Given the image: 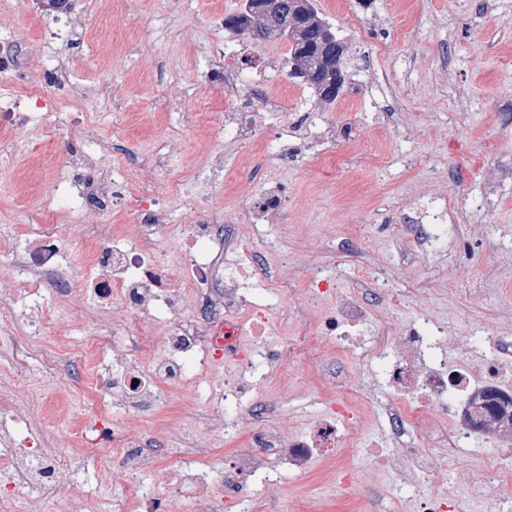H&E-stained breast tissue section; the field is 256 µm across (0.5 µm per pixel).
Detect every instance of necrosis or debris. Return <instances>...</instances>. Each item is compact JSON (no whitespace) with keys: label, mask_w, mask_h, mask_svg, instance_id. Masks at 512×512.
Wrapping results in <instances>:
<instances>
[{"label":"necrosis or debris","mask_w":512,"mask_h":512,"mask_svg":"<svg viewBox=\"0 0 512 512\" xmlns=\"http://www.w3.org/2000/svg\"><path fill=\"white\" fill-rule=\"evenodd\" d=\"M70 4L71 0H31L30 13L41 38L22 51L7 21L8 14L18 9L17 0H0V72L11 73L18 84L33 90L23 99L0 98L1 134L26 137L32 124L45 119L54 130L73 132L79 118L68 110V103L76 99L93 104L102 95V88L74 82L64 61L42 60L46 45H66L73 40ZM256 127L255 113H227L224 124L212 132L211 144L203 149L213 175L223 176L224 153L212 143L227 134L246 149H259L264 158L283 156L281 139L255 145ZM98 154L91 141L81 140L66 168L49 179L44 193L46 205L65 208L71 223L78 225L82 265L73 263L70 242L58 225L39 220L26 225L0 246L11 259L13 282L23 290L18 312H0V327H8L15 316H22L26 347L38 346L59 322L56 310L41 305L44 289H56L68 298L78 281L84 283V295L94 299L102 315L111 316L113 305H120L125 313L123 326L139 323L146 316L165 324L163 350L151 365L139 371L114 370L108 380L97 375L89 380L95 391L120 390L124 404L151 405L161 397L163 388L191 380L192 367L207 368L211 351L232 330L249 325L252 339L236 377L225 381L219 396L207 407L209 415L233 424L240 412L257 406L249 395L257 368L268 360L288 368L294 354L310 343L305 337L281 350H271L266 342L273 326L271 314L244 298L249 277L264 270L257 256L254 227L260 215L283 211L288 192L278 185L268 188L255 206L238 211L229 224L223 212L207 207L197 222L172 224L165 200L156 196L148 179L150 173L167 166L166 156L145 157L140 168L146 177L133 186L101 166ZM126 200L132 204V228L104 223V215ZM448 210L445 196L434 195L414 202L401 221L432 230L436 249L443 251L448 246ZM166 238L177 240L181 246L177 262H170L160 250ZM229 253L236 257L231 266L224 261ZM365 313L359 299L342 300L321 317L316 330L344 345L350 328L362 321ZM444 333V328L436 325L413 334L404 350L395 359H388L391 430L397 434L420 430V418L432 405L440 418L450 423L448 448L457 447L462 436L491 418L500 433H512V410L495 412L484 401L490 387L503 397L512 396V377L505 375L499 357L487 359L476 372L448 366L444 361L436 366L425 364V356L435 354ZM353 417L352 401L345 395L315 421L306 437L288 444L279 443L263 425L252 426L245 447L237 450L221 476L219 502L234 507L235 512H256L257 486L285 480L291 472H304L313 457L343 446ZM93 442L110 445L113 466L122 468L129 477L125 495L115 502L113 512H167L163 493L146 482L157 459L156 449L147 440H134L101 426ZM272 456L279 460V468H265V461Z\"/></svg>","instance_id":"necrosis-or-debris-1"}]
</instances>
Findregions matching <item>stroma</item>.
Instances as JSON below:
<instances>
[{
	"mask_svg": "<svg viewBox=\"0 0 512 512\" xmlns=\"http://www.w3.org/2000/svg\"><path fill=\"white\" fill-rule=\"evenodd\" d=\"M322 18L350 48L347 88L332 108L313 90L288 76L286 40L236 35L218 25L219 16L237 12L241 0H112L111 15L98 12L96 0H77L76 19L88 32L70 51L74 80L108 89L84 114L82 136L95 140L113 173L137 182L136 156L169 155V167L152 175L157 193L169 201L172 223L191 220L188 199L229 209L247 204L271 184L288 188L290 204L279 221L257 226L264 263L276 285L275 296L251 289L258 301H274L273 319L286 342L316 323L320 311L310 305L309 273L329 280L336 299L358 297L369 317L352 327V351L342 357L332 340L295 358L288 371L267 363L253 387L264 407L262 422L281 441L305 434L326 407L324 392L350 389L362 396L356 426L336 457L315 461L310 472L262 486L261 495L276 512H398L408 504L421 512L424 500L442 496L468 499L472 512H512V498L477 499V485L504 437L495 431L464 439L451 467L425 480L408 477L396 485L395 468L380 469L381 452L397 459L403 446L442 447L444 422L429 410L420 435L393 437L388 424L382 365L370 353L377 344L397 350L422 325L448 326L440 348L449 364L478 369L486 354L498 353L512 370V0H316ZM112 32L104 50L99 32ZM232 45L236 90L223 88L215 68L218 50ZM274 86L280 107L266 114L257 130L263 140L282 138L288 152L281 160L244 156L238 141L224 137L225 167L247 183V191L214 179L200 153L197 133L184 121L201 112L210 125L225 113L248 109L254 82ZM305 112L323 115L325 128L347 131L350 141L377 144L381 159L326 163L330 140L315 130L293 131ZM69 139L50 129L34 130L28 140L0 139V238L29 224L39 208L49 176L67 157ZM45 152L39 164L28 159L30 146ZM447 195L459 207L448 227V250L455 256L442 274H434L408 247L409 225H396V211L410 199ZM403 298L388 305V295ZM92 301L71 308L70 324L45 337L38 351L17 366L23 328L0 329V389L7 392L26 424L0 415V449L38 437L46 453L66 449L64 478L33 490L6 512H110L126 485L122 470L87 463L83 428L111 408L87 385L79 350L95 318ZM160 329L141 336L126 332L100 337L105 359L102 376L116 362L138 368L160 348ZM57 362L46 367L42 352ZM235 364H213L196 384L165 390L150 408L131 407L122 428L146 437L160 451L150 481L164 486L176 464L211 473L190 491L165 488L170 512H189L195 500L217 492L216 475L232 463L254 425L250 413L234 429L212 424L206 401L218 394Z\"/></svg>",
	"mask_w": 512,
	"mask_h": 512,
	"instance_id": "1",
	"label": "stroma"
}]
</instances>
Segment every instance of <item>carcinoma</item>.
I'll return each instance as SVG.
<instances>
[{"label": "carcinoma", "mask_w": 512, "mask_h": 512, "mask_svg": "<svg viewBox=\"0 0 512 512\" xmlns=\"http://www.w3.org/2000/svg\"><path fill=\"white\" fill-rule=\"evenodd\" d=\"M266 3L264 17L256 24L263 28L264 38H282L280 23L284 9L294 11L295 24L291 26V44L288 67L292 71L288 75L303 82L313 89L320 102L330 108L343 93L339 88L332 98L323 95L325 85L329 83L333 73L330 66L336 61L348 58V45L340 38L327 40L322 29L327 23L319 16L314 0H263Z\"/></svg>", "instance_id": "cac0c4a2"}]
</instances>
